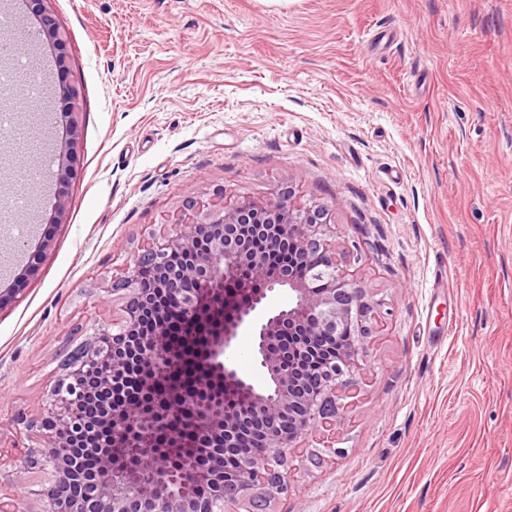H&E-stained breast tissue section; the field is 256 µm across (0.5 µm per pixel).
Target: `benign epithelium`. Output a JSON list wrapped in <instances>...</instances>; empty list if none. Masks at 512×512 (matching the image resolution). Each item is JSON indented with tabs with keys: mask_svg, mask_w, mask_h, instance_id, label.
Listing matches in <instances>:
<instances>
[{
	"mask_svg": "<svg viewBox=\"0 0 512 512\" xmlns=\"http://www.w3.org/2000/svg\"><path fill=\"white\" fill-rule=\"evenodd\" d=\"M46 41L64 51L69 36L51 0H25ZM58 90L66 137L58 152L60 187L50 223H65L68 179L80 160L82 87L66 55L59 56ZM296 191L266 201L183 205V219L137 255L105 292L123 301L121 320L95 324L50 387L36 448L13 441L17 461L48 472L29 492L38 512H230L242 502L258 512L256 494L287 489L288 457L309 437H329L346 421L338 401L363 369L381 323L357 273L336 262L326 239L331 214L323 205H297ZM150 271L157 300L142 278ZM286 287V309H267L268 293ZM254 336V353L272 387L240 377L226 353L239 330ZM348 328L334 356L309 368L317 342ZM142 395L121 406L96 401L116 388L130 367ZM191 395L157 394L163 377L188 371ZM91 439L97 468L76 472L74 443ZM267 448L256 456L242 439ZM226 450L239 449L224 475ZM205 484L216 492L202 496Z\"/></svg>",
	"mask_w": 512,
	"mask_h": 512,
	"instance_id": "obj_1",
	"label": "benign epithelium"
}]
</instances>
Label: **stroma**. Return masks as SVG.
<instances>
[{"label": "stroma", "mask_w": 512, "mask_h": 512, "mask_svg": "<svg viewBox=\"0 0 512 512\" xmlns=\"http://www.w3.org/2000/svg\"><path fill=\"white\" fill-rule=\"evenodd\" d=\"M84 113L51 247L0 246V412L39 417L185 200L293 186L384 329L272 512H512V0H51ZM62 105L31 121L58 185Z\"/></svg>", "instance_id": "stroma-1"}]
</instances>
